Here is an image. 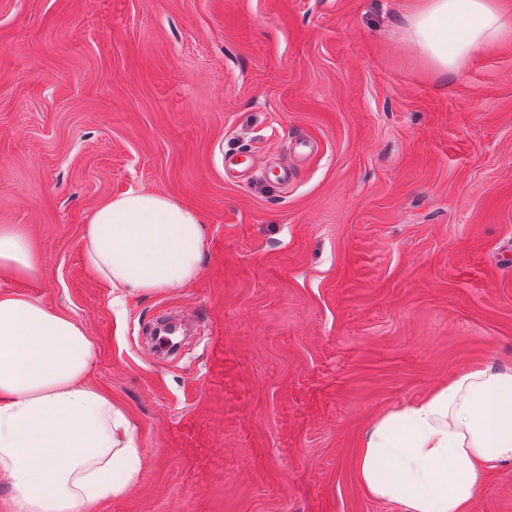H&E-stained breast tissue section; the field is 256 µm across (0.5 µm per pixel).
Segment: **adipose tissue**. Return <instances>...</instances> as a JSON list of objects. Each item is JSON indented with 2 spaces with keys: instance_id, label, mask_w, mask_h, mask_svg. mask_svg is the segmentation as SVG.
Masks as SVG:
<instances>
[{
  "instance_id": "obj_1",
  "label": "adipose tissue",
  "mask_w": 512,
  "mask_h": 512,
  "mask_svg": "<svg viewBox=\"0 0 512 512\" xmlns=\"http://www.w3.org/2000/svg\"><path fill=\"white\" fill-rule=\"evenodd\" d=\"M409 39L436 73L458 71L480 47L512 38L503 0H416ZM200 215L159 192L104 203L86 229V264L115 288L152 295L200 273ZM36 259L25 228L0 226V274ZM93 345L73 320L0 292V482L13 512H93L136 484L142 450L126 411L83 379ZM512 461V370L469 368L366 430L357 477L404 512H468L481 477Z\"/></svg>"
}]
</instances>
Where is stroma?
Returning a JSON list of instances; mask_svg holds the SVG:
<instances>
[{
    "instance_id": "obj_1",
    "label": "stroma",
    "mask_w": 512,
    "mask_h": 512,
    "mask_svg": "<svg viewBox=\"0 0 512 512\" xmlns=\"http://www.w3.org/2000/svg\"><path fill=\"white\" fill-rule=\"evenodd\" d=\"M412 6L0 0V225L37 257L0 291L85 329L143 450L93 512H402L356 477L372 421L512 368V43L433 74ZM131 189L197 210L204 257L116 304L84 236ZM468 512H512V462Z\"/></svg>"
}]
</instances>
